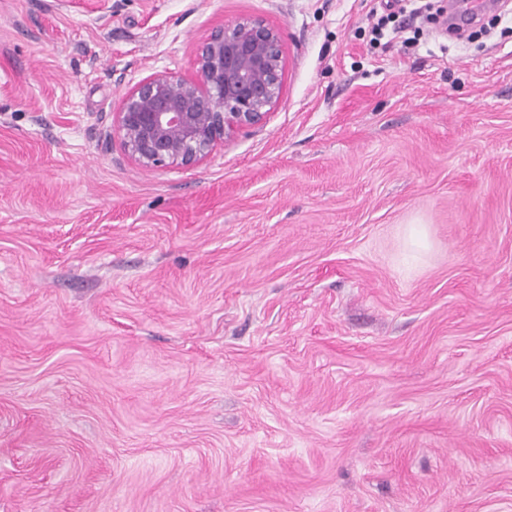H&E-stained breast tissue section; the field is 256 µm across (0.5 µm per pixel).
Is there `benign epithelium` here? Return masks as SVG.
<instances>
[{
  "label": "benign epithelium",
  "mask_w": 512,
  "mask_h": 512,
  "mask_svg": "<svg viewBox=\"0 0 512 512\" xmlns=\"http://www.w3.org/2000/svg\"><path fill=\"white\" fill-rule=\"evenodd\" d=\"M193 66L195 79L155 72L122 99L113 130L141 167H193L261 123L282 90L281 31L257 17L218 27L196 46Z\"/></svg>",
  "instance_id": "benign-epithelium-1"
}]
</instances>
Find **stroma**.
Returning <instances> with one entry per match:
<instances>
[{
	"instance_id": "35a3bbf8",
	"label": "stroma",
	"mask_w": 512,
	"mask_h": 512,
	"mask_svg": "<svg viewBox=\"0 0 512 512\" xmlns=\"http://www.w3.org/2000/svg\"><path fill=\"white\" fill-rule=\"evenodd\" d=\"M422 2L0 0V512H512V0ZM243 17L277 104L138 165L125 93ZM402 0H388L386 1V9L391 11L386 15H382L379 17L377 22L371 27V34L373 35V40H381L382 38L389 36L390 34L394 35L393 38H396L399 33L402 31L397 28H393L391 31L388 30L387 25L390 22V19L396 14L395 11H392L397 7L398 11L402 12L404 10V5H402Z\"/></svg>"
}]
</instances>
